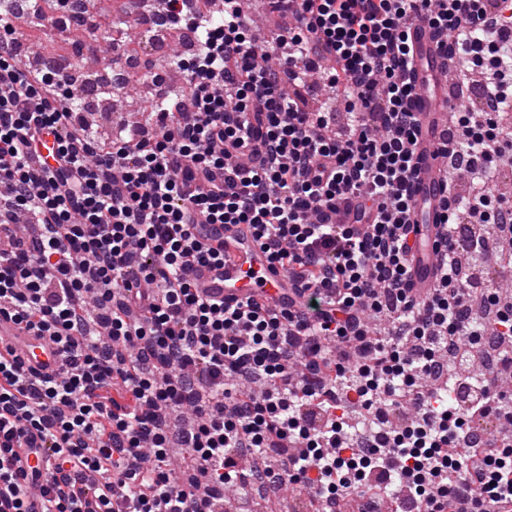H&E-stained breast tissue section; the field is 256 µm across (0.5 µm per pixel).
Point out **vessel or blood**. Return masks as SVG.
Masks as SVG:
<instances>
[{
	"label": "vessel or blood",
	"mask_w": 512,
	"mask_h": 512,
	"mask_svg": "<svg viewBox=\"0 0 512 512\" xmlns=\"http://www.w3.org/2000/svg\"><path fill=\"white\" fill-rule=\"evenodd\" d=\"M410 36L414 49L411 78L418 90L415 109L420 133L416 154L420 159L415 183L414 230L410 235L415 244L412 261L414 287L427 289L435 283L437 255L442 247L436 233L435 206L442 192L440 183L439 133L448 124V81L444 78L435 54L434 43L425 23L413 22ZM196 233L207 242L224 245V263L220 266H199L192 273L195 287L211 297L233 305L255 299L275 311L297 307L300 298L292 289L287 273L274 266L251 228L245 224H199ZM10 340L13 348L30 366L41 373L54 375L65 366V358L47 337L38 335L9 314L0 312V340ZM18 468H36L40 477L53 475L54 460L49 449L17 451Z\"/></svg>",
	"instance_id": "vessel-or-blood-1"
}]
</instances>
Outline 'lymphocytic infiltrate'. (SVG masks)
<instances>
[{"mask_svg": "<svg viewBox=\"0 0 512 512\" xmlns=\"http://www.w3.org/2000/svg\"><path fill=\"white\" fill-rule=\"evenodd\" d=\"M165 7L196 35L186 86L106 141L72 109L67 68L23 64L12 25L0 38V306L68 357L41 377L0 352V512H224L217 488L259 481L299 486L315 512L365 487L398 512H512V436L468 437L488 413L512 421L498 387L512 297L483 263L512 245L489 176L512 160V0H272L289 27L264 42L242 0ZM417 20L479 87L443 133L444 247L423 294L408 244ZM315 75L344 122L309 107ZM341 204L353 223H331ZM198 224L250 225L300 308L199 295L191 270L224 248ZM477 363L478 394L448 402L440 383ZM180 407L193 417L175 432ZM35 437L57 468L30 488L15 451ZM176 446L188 477L169 468Z\"/></svg>", "mask_w": 512, "mask_h": 512, "instance_id": "f902f5d3", "label": "lymphocytic infiltrate"}]
</instances>
